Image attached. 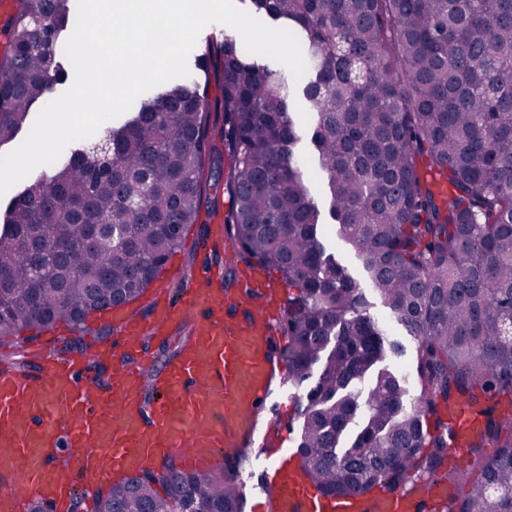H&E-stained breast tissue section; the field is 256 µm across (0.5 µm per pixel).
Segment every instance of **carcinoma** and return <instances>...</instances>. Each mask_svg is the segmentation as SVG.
Returning <instances> with one entry per match:
<instances>
[{
  "mask_svg": "<svg viewBox=\"0 0 512 512\" xmlns=\"http://www.w3.org/2000/svg\"><path fill=\"white\" fill-rule=\"evenodd\" d=\"M292 24L313 74L302 90L331 222L295 154L301 115L284 71L224 37L221 97L235 255L280 275L272 329L295 395L298 470L325 496L394 495L427 479L462 489L437 512H512V0H251ZM0 49V147L65 83L57 57L72 0H15ZM211 53L150 90L105 138L49 165L0 225V339L139 300L199 223L214 150ZM358 257L415 341L413 374L326 226ZM419 395L411 396V389ZM482 418L468 459L444 420ZM239 449L205 474L165 461L113 482L93 512H239ZM479 478L472 482L473 471Z\"/></svg>",
  "mask_w": 512,
  "mask_h": 512,
  "instance_id": "obj_1",
  "label": "carcinoma"
}]
</instances>
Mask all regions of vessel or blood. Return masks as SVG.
<instances>
[{
	"label": "vessel or blood",
	"instance_id": "b4317fda",
	"mask_svg": "<svg viewBox=\"0 0 512 512\" xmlns=\"http://www.w3.org/2000/svg\"><path fill=\"white\" fill-rule=\"evenodd\" d=\"M242 297L227 295L222 272L207 284L182 288L177 298L157 295L150 325L125 306L105 311L119 325L112 344L46 360L34 355L29 372L0 369V512H29L32 504L69 512L75 490L94 493L102 479L139 473L165 451L199 467L218 447L231 453L251 443L271 395L277 364L272 324L281 306L278 283L264 266L244 273ZM198 325L180 356L166 362L146 393L141 372L150 360L145 334L164 337L187 318ZM112 359L108 386L95 365ZM262 488L274 512H347L323 499L315 484L284 461L267 471ZM454 487L419 482L416 491L357 501V512H417L424 499L454 494Z\"/></svg>",
	"mask_w": 512,
	"mask_h": 512
}]
</instances>
